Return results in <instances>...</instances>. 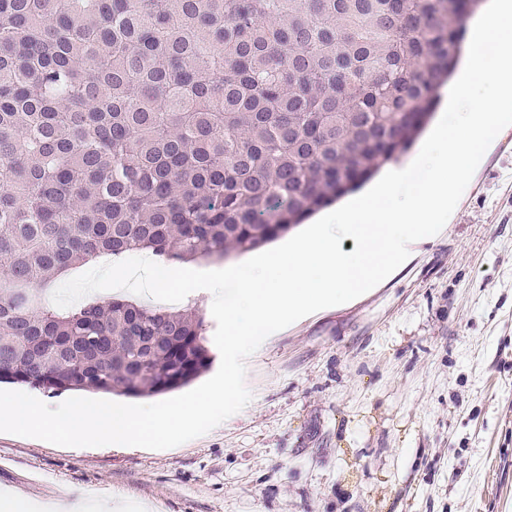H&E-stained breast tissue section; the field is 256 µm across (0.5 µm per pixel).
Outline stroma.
Returning <instances> with one entry per match:
<instances>
[{
  "mask_svg": "<svg viewBox=\"0 0 512 512\" xmlns=\"http://www.w3.org/2000/svg\"><path fill=\"white\" fill-rule=\"evenodd\" d=\"M245 382L243 410L170 449L0 433V490L150 512H512V126L441 233L270 335Z\"/></svg>",
  "mask_w": 512,
  "mask_h": 512,
  "instance_id": "1",
  "label": "stroma"
}]
</instances>
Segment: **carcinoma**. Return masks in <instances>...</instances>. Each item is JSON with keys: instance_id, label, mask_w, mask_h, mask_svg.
<instances>
[{"instance_id": "1", "label": "carcinoma", "mask_w": 512, "mask_h": 512, "mask_svg": "<svg viewBox=\"0 0 512 512\" xmlns=\"http://www.w3.org/2000/svg\"><path fill=\"white\" fill-rule=\"evenodd\" d=\"M0 0V383L131 398L212 357L204 315L57 308L101 257L257 250L407 150L484 0Z\"/></svg>"}]
</instances>
